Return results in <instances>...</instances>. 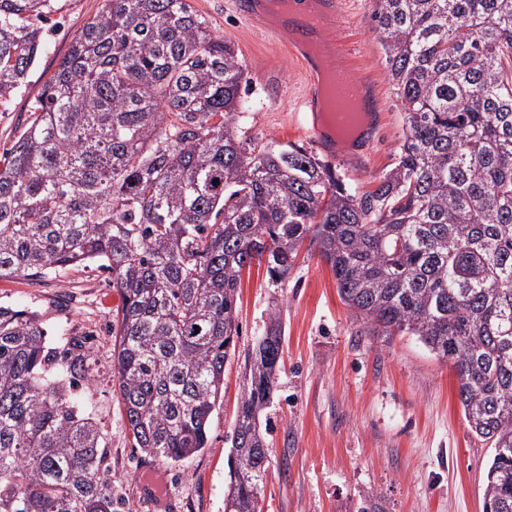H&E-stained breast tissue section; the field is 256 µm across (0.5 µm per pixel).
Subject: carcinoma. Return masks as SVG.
I'll return each mask as SVG.
<instances>
[{
  "mask_svg": "<svg viewBox=\"0 0 512 512\" xmlns=\"http://www.w3.org/2000/svg\"><path fill=\"white\" fill-rule=\"evenodd\" d=\"M56 0H0V106L24 86ZM404 114L362 195L302 145L243 136L245 68L190 0H104L0 166V279L97 263L123 303L112 376L135 447L205 450L239 336L241 274L284 279L304 243L370 333L452 362L493 455L486 512H512V0H375ZM282 358L272 318L246 364L225 512H259V424ZM84 341L0 303V512H115Z\"/></svg>",
  "mask_w": 512,
  "mask_h": 512,
  "instance_id": "obj_1",
  "label": "carcinoma"
}]
</instances>
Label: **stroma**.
Segmentation results:
<instances>
[{
  "mask_svg": "<svg viewBox=\"0 0 512 512\" xmlns=\"http://www.w3.org/2000/svg\"><path fill=\"white\" fill-rule=\"evenodd\" d=\"M334 27L350 36L356 75L370 81L382 119L358 162L333 160L360 191L390 169L402 142L403 113L374 29L373 0H344ZM215 35L234 44L248 80L251 107L242 128L260 142L310 144L300 125L308 76L270 27L242 16L236 0H191ZM103 0H58L53 28L8 110L0 109V153L21 134L31 103L97 14ZM0 301L37 310L49 333L66 329L88 340L91 397L104 434L106 468L118 512H224L230 433L245 363L271 318L282 326L277 390L260 414L270 452L260 512H485L491 450L468 429L451 362L406 334L372 336L340 299L331 268L305 250L285 280L265 266L244 270L238 288L240 336L224 371V395L209 426L207 448L170 463L135 448L112 379L108 333L122 305L107 271L75 266L60 277L0 279Z\"/></svg>",
  "mask_w": 512,
  "mask_h": 512,
  "instance_id": "stroma-1",
  "label": "stroma"
}]
</instances>
